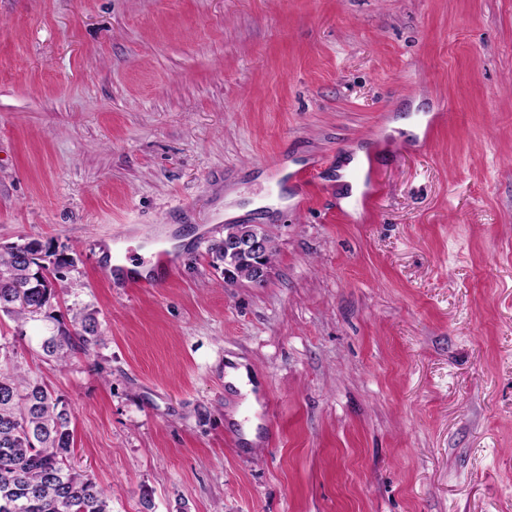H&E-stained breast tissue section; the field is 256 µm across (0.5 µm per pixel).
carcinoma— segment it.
Here are the masks:
<instances>
[{"label":"carcinoma","mask_w":512,"mask_h":512,"mask_svg":"<svg viewBox=\"0 0 512 512\" xmlns=\"http://www.w3.org/2000/svg\"><path fill=\"white\" fill-rule=\"evenodd\" d=\"M41 244H15L0 252V313L27 323L46 316L56 296L42 263ZM213 265L224 266V282L248 279L245 258L226 261L224 239L207 249ZM99 337L95 312L73 313L59 323L40 348L59 366L76 353L89 356ZM72 411L46 384L9 362L0 363V512H112L111 500L89 478L74 471Z\"/></svg>","instance_id":"obj_1"}]
</instances>
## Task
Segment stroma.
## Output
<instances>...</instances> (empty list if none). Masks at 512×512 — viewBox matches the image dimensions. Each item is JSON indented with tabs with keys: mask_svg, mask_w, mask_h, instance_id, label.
Listing matches in <instances>:
<instances>
[{
	"mask_svg": "<svg viewBox=\"0 0 512 512\" xmlns=\"http://www.w3.org/2000/svg\"><path fill=\"white\" fill-rule=\"evenodd\" d=\"M231 220L274 239L263 286L210 262ZM29 241L99 341L62 369L0 314V348L112 512H512V0H0V249ZM134 260L126 254L124 257L116 258L112 260V276H121L128 283H144L147 281L148 277H143L137 274L134 270L137 269L144 275H146L149 271V267H133L135 266ZM128 263V267L125 265ZM132 265V266H131ZM135 268V269H132Z\"/></svg>",
	"mask_w": 512,
	"mask_h": 512,
	"instance_id": "35a3bbf8",
	"label": "stroma"
}]
</instances>
